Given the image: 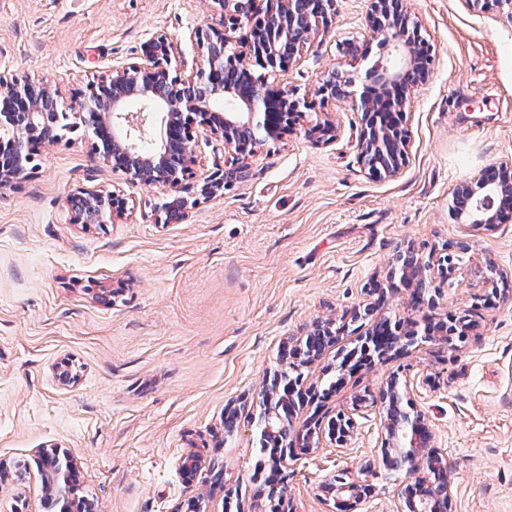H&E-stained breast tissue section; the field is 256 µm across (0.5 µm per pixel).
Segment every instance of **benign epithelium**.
Returning a JSON list of instances; mask_svg holds the SVG:
<instances>
[{
    "label": "benign epithelium",
    "mask_w": 512,
    "mask_h": 512,
    "mask_svg": "<svg viewBox=\"0 0 512 512\" xmlns=\"http://www.w3.org/2000/svg\"><path fill=\"white\" fill-rule=\"evenodd\" d=\"M222 18L221 27H200L194 31L200 63L190 74L171 67L174 42L157 36L145 46L140 61L113 68L88 80L69 106L59 107L58 88L41 80L0 72V189L11 185L25 172L23 158L33 144L53 146L63 132L85 129L100 139L101 157L131 179L144 185L168 189L171 201L156 207L157 220L180 221L186 209L224 193V186L248 177L246 159L267 141H279L292 133L305 117L306 101L277 88L265 77L256 78L244 64L253 54L271 76L290 61L302 58L304 49L319 31H327L335 14V0H266L262 26L252 28L249 37L235 36L243 22L252 18L256 0H209ZM371 29L381 38L386 57L370 70V85L358 89V76L336 67L326 69L317 94L321 102L342 100L363 116L359 140V161L373 147L387 150L405 160L408 131L393 122V112H403L414 91L426 84L433 70L424 60L433 47L422 35L420 25L403 23L402 0H371ZM139 101L143 107L132 111ZM229 100L233 108L219 104ZM162 114L158 137L147 141L151 115ZM197 126L224 142L232 155L227 168L196 178ZM314 145L336 140V122L325 118L305 128ZM453 215L468 224L490 226L512 219V164L493 163L478 175L459 182ZM65 203L73 224L103 227L123 217L126 202L112 191L80 188L70 192ZM392 274L403 267L424 271L430 261L413 247L396 250L390 261ZM411 336L428 342L448 341L447 321L427 320ZM417 386L415 380L392 375L377 394L360 398L340 413L329 427V443L336 450L347 447L358 428V418L367 406L378 407L384 430L382 462L390 464L389 449L406 464V474L417 492L401 507L403 512H451V481L443 465L441 450L433 446V434L425 414L410 411L393 414L386 403L398 405L401 393ZM267 431L293 435L311 447L314 431L301 432L292 421L274 409L267 413ZM336 480L338 487L322 489L337 495V512L350 510L349 497L357 482L348 468Z\"/></svg>",
    "instance_id": "7a95c632"
}]
</instances>
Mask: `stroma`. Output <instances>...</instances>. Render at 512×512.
I'll return each instance as SVG.
<instances>
[{
  "mask_svg": "<svg viewBox=\"0 0 512 512\" xmlns=\"http://www.w3.org/2000/svg\"><path fill=\"white\" fill-rule=\"evenodd\" d=\"M405 5L435 59L401 118L409 143L395 177L364 172L361 114L339 101L327 106L334 143L313 145L300 128L266 143L247 181L179 224L156 219L166 189L113 169L90 135L37 149L27 177L0 189V461L23 474L0 482V512H41L44 448L68 455L101 512H194L193 500L195 512H267L255 425L281 347L317 317L340 334L299 367L295 427L407 373L445 457L452 512H512V221L449 213L457 182L512 162V22L463 0ZM370 11V0H336L329 31L275 83L314 102L325 68L365 76L381 53ZM219 21L205 0H0V70L56 85L67 104L86 75L136 61L160 34L191 71L195 28ZM75 188L117 192L128 210L102 229L71 223ZM400 244L454 257L452 276L427 275L423 302L391 275ZM462 315L474 327L456 350L417 342L343 366L377 320L407 333ZM381 444L372 408L343 451L287 452L285 512H329L321 488L343 468L358 473L353 512H398L405 474L359 472ZM190 454L201 466L191 483Z\"/></svg>",
  "mask_w": 512,
  "mask_h": 512,
  "instance_id": "stroma-1",
  "label": "stroma"
}]
</instances>
